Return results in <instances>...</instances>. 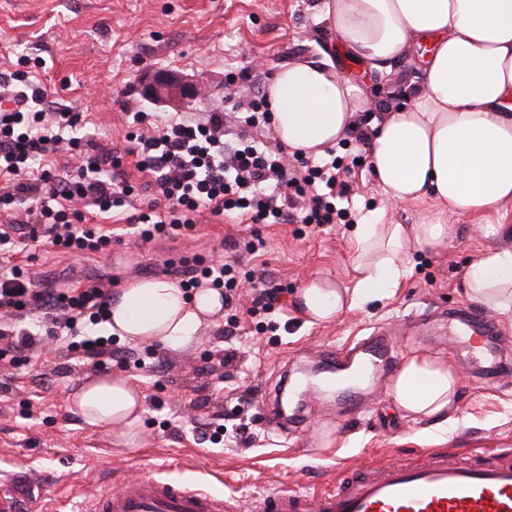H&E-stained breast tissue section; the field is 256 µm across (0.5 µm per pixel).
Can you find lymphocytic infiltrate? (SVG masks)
<instances>
[{"label": "lymphocytic infiltrate", "mask_w": 512, "mask_h": 512, "mask_svg": "<svg viewBox=\"0 0 512 512\" xmlns=\"http://www.w3.org/2000/svg\"><path fill=\"white\" fill-rule=\"evenodd\" d=\"M14 108L0 112V214L24 209L26 218L11 220L0 231V251L11 252L37 238L45 226L52 245L90 255L106 250L111 232L87 227L85 212L110 213L125 205L134 190L147 197L129 216L140 238L173 237L192 228L200 210L235 217L252 224H342L348 216L338 202L348 197L349 182L338 179L334 148L326 159L297 157L289 161L282 150L258 144L254 129L270 125L266 95L233 102L229 110L214 109L205 118L185 114L155 126L152 134L131 136L124 150H104L88 143L77 165L53 173L45 164L67 133L80 130L81 113L51 110L44 89L12 74L0 82V97ZM134 157L145 179L133 188L125 179L124 158ZM186 291L208 286L223 290L225 307H232L237 281L231 265L197 263L181 266ZM111 294L91 284L66 292L35 290L34 280L19 267L0 266V341L17 352L36 340L15 324L27 313L46 311L53 325L73 328L75 312L92 323L105 322Z\"/></svg>", "instance_id": "f902f5d3"}]
</instances>
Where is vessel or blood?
I'll use <instances>...</instances> for the list:
<instances>
[{
    "label": "vessel or blood",
    "instance_id": "obj_1",
    "mask_svg": "<svg viewBox=\"0 0 512 512\" xmlns=\"http://www.w3.org/2000/svg\"><path fill=\"white\" fill-rule=\"evenodd\" d=\"M469 344L486 348L496 326L484 314L465 312ZM389 346L374 332L352 349L320 353L325 376L344 379L351 391L353 413H361L360 386L376 372L393 368ZM234 500L206 486L188 485L154 476L134 478L118 487L103 488L91 497L71 501L69 512H236ZM250 512H512V454H485L463 462L443 451L426 452L422 462L409 465L390 459L352 469L339 484L304 491L276 490L253 497Z\"/></svg>",
    "mask_w": 512,
    "mask_h": 512
}]
</instances>
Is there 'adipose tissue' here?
Instances as JSON below:
<instances>
[{"instance_id":"adipose-tissue-1","label":"adipose tissue","mask_w":512,"mask_h":512,"mask_svg":"<svg viewBox=\"0 0 512 512\" xmlns=\"http://www.w3.org/2000/svg\"><path fill=\"white\" fill-rule=\"evenodd\" d=\"M314 17L369 71L389 72L411 47H430L408 103L383 108L369 122L364 149L391 201L431 198L454 212L487 216L512 203V0H317ZM267 94L275 139L311 157L344 140L368 105L363 88L329 61L288 64ZM456 236L453 224H388L382 212L369 211L353 232V287L311 279L300 310L328 321L391 296L410 272L413 252H439ZM460 288L468 300L512 317V249L482 251ZM223 310L222 291L200 288L189 296L176 280L138 279L115 294L102 328L134 343L180 347ZM460 384L448 360L416 353L403 361L389 394L404 417L433 421L444 435L457 427ZM71 405L87 425L119 428L124 446L140 447L143 398L127 378L89 377Z\"/></svg>"}]
</instances>
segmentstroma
Returning <instances> with one entry per match:
<instances>
[{"instance_id":"stroma-1","label":"stroma","mask_w":512,"mask_h":512,"mask_svg":"<svg viewBox=\"0 0 512 512\" xmlns=\"http://www.w3.org/2000/svg\"><path fill=\"white\" fill-rule=\"evenodd\" d=\"M315 0H0V77L20 68L23 57H43L34 81L50 100L83 113V139L112 149L137 133L130 113L139 109L174 120L190 111L204 115L223 105L225 75L247 69L250 78L234 90L244 101L266 90L288 63L332 60L345 77L364 88L371 108L405 101L417 70L412 57L397 59L389 75L359 69L347 60L330 28L315 24ZM170 72L195 85L199 97L183 110L150 101L142 93L145 72ZM350 168L354 189L349 208L383 210L389 223L455 224L459 234L445 251L417 252L411 275L394 295L312 323L297 308L312 278L328 277L352 287L349 224L313 228L303 224H249L201 213L194 228L177 239L144 242L119 208L105 225L120 236L109 250L92 256L54 248L47 237L0 264L20 266L38 282L76 288L94 278L113 288L163 275L168 261L222 260L234 267L239 327L225 333L226 320L205 322L187 345L134 344L118 340L119 354L101 368L78 361L65 332H51L43 312L22 325L36 337L26 352H0V489L19 495L24 512H53L69 497L90 495L132 475H154L203 483L248 507L252 497L278 489L338 483L344 471L363 462L412 459L427 449L460 455L512 449V379L482 375L492 362L512 360V318L488 316L498 334L488 353L470 350L460 336L432 342L410 326L427 319L447 330L449 314L466 307L459 282L469 262L490 246L477 229L483 218L458 214L432 201H390L373 172L362 143L347 138L337 147ZM228 237L263 240L257 255L225 247ZM266 274L283 294L290 322L282 327L248 315L250 277ZM384 331L396 363L416 352L451 361L461 376L456 430L445 440L424 420L403 418L388 394L390 377L369 380L366 407L349 415L340 392H316L307 400L305 422L279 431L261 416L285 372L306 374L316 351L349 345L372 330ZM237 352L221 366L225 349ZM130 377L144 396L140 448L121 446L118 430L93 428L74 413L71 393L94 375Z\"/></svg>"}]
</instances>
